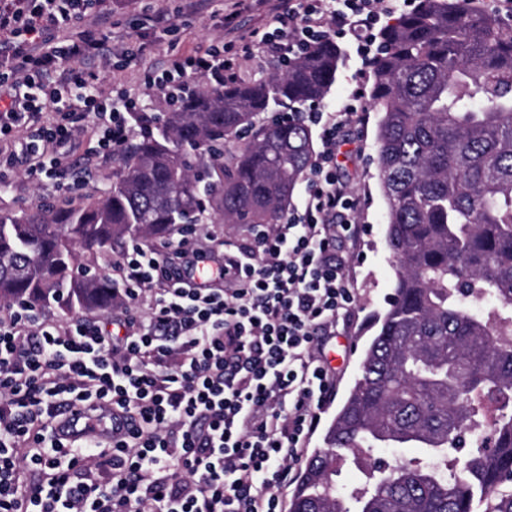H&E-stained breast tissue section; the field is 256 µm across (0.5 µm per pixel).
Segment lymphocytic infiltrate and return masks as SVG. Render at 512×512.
Returning <instances> with one entry per match:
<instances>
[{
  "label": "lymphocytic infiltrate",
  "instance_id": "lymphocytic-infiltrate-1",
  "mask_svg": "<svg viewBox=\"0 0 512 512\" xmlns=\"http://www.w3.org/2000/svg\"><path fill=\"white\" fill-rule=\"evenodd\" d=\"M419 0H278L272 26L233 35L148 72L172 94L200 76L223 85L239 61L286 65L336 43L358 76L382 50L376 25ZM112 0H0V138L25 132L10 163L57 181L75 135L100 153L131 136L137 94L102 90L92 67L112 41ZM96 16L88 25L86 16ZM83 61L87 70L71 68ZM75 106H62L67 95ZM362 90L299 113L321 149L300 207L257 224L238 252L209 258L204 225L161 245L132 243L112 267L123 336L97 320L8 305L0 315V512H283L335 381L320 332L356 301L340 243L359 232L336 152L360 124ZM104 405L112 435L68 444L61 411Z\"/></svg>",
  "mask_w": 512,
  "mask_h": 512
}]
</instances>
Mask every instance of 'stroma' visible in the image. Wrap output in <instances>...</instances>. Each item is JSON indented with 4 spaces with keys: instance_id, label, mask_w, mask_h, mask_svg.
Segmentation results:
<instances>
[{
    "instance_id": "35a3bbf8",
    "label": "stroma",
    "mask_w": 512,
    "mask_h": 512,
    "mask_svg": "<svg viewBox=\"0 0 512 512\" xmlns=\"http://www.w3.org/2000/svg\"><path fill=\"white\" fill-rule=\"evenodd\" d=\"M234 0H202L189 7L185 0H112V42L138 49L127 68L112 69L103 82L105 90L139 89L145 71L160 68L201 47L222 42L229 29L245 34L268 24L267 9L235 10ZM168 13L173 30L160 33L158 41L143 42L144 19L156 12ZM378 115L365 111L364 121L342 148L340 160L346 181L359 202L361 232L346 245L349 273L356 289V306L342 334L328 341L325 352L335 372L336 395L324 410L320 428L310 440V449L323 445L327 426L346 397L358 371L364 347L375 332L374 323L384 313L392 294L394 259L386 245L387 204L380 188L376 139ZM88 138H81L68 159L60 184L28 178L22 169H0V213L22 214L44 198L60 197V185H68L74 202L100 198L119 167L118 157L88 159Z\"/></svg>"
}]
</instances>
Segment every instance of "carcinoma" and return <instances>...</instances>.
Wrapping results in <instances>:
<instances>
[{"label": "carcinoma", "mask_w": 512, "mask_h": 512, "mask_svg": "<svg viewBox=\"0 0 512 512\" xmlns=\"http://www.w3.org/2000/svg\"><path fill=\"white\" fill-rule=\"evenodd\" d=\"M379 39L369 95L393 294L288 512H472L477 496L512 512V28L475 0H420ZM341 63L324 41L265 81L192 84L170 112L133 113L102 197L0 213V301L104 311L112 279L85 254L214 214L279 223L315 143L265 114L321 102ZM410 449L336 487L347 462Z\"/></svg>", "instance_id": "obj_1"}]
</instances>
